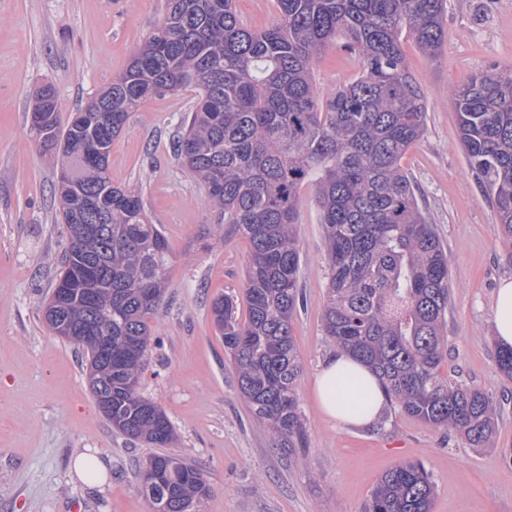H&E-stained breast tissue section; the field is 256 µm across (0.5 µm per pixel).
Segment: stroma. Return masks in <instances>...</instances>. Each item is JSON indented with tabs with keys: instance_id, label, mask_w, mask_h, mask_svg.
I'll return each mask as SVG.
<instances>
[{
	"instance_id": "1",
	"label": "stroma",
	"mask_w": 512,
	"mask_h": 512,
	"mask_svg": "<svg viewBox=\"0 0 512 512\" xmlns=\"http://www.w3.org/2000/svg\"><path fill=\"white\" fill-rule=\"evenodd\" d=\"M166 0H0V512H150L136 477L155 446L112 429L99 412L78 350L46 325L43 309L65 241L54 185L60 167L30 131L38 87L52 85L69 118L109 85L161 24ZM447 37L433 57L403 47L428 101L427 131L402 165L418 190L451 268L448 356L441 374L479 386L500 406L497 430L480 448L386 408L372 426H336L320 412L312 378L331 353L321 326L328 268L320 211L301 190L297 234L304 304L293 319L303 364L306 461L276 446L242 401L210 315L213 298L242 296L247 241L216 216L169 140L195 100L188 88L147 100L115 138L109 173L138 190L172 250L166 294L148 324L153 348L140 391L176 431L171 453L210 485L199 512H363L380 476L408 460L432 472V512H512V379L495 367L491 301L512 258L459 143L448 91L488 66L512 67V0H447ZM330 96L359 71L337 48L316 62ZM215 225L200 239L201 225ZM93 453L109 475L85 484L75 458Z\"/></svg>"
}]
</instances>
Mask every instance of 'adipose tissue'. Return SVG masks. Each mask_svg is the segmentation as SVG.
Here are the masks:
<instances>
[{"label":"adipose tissue","instance_id":"obj_1","mask_svg":"<svg viewBox=\"0 0 512 512\" xmlns=\"http://www.w3.org/2000/svg\"><path fill=\"white\" fill-rule=\"evenodd\" d=\"M315 400L330 421L340 426H368L385 407L376 376L362 362L339 351L326 358L313 377Z\"/></svg>","mask_w":512,"mask_h":512}]
</instances>
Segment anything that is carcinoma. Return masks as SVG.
Wrapping results in <instances>:
<instances>
[{
    "label": "carcinoma",
    "instance_id": "cac0c4a2",
    "mask_svg": "<svg viewBox=\"0 0 512 512\" xmlns=\"http://www.w3.org/2000/svg\"><path fill=\"white\" fill-rule=\"evenodd\" d=\"M276 3V22L252 29L233 0H166L162 24L124 71L65 124L54 88L37 89L31 132L61 152L67 175L55 198L69 233L44 318L88 358V379L110 383L112 413L104 417L113 428L159 448L173 441L164 410L139 392L152 342L147 319L162 299L172 251L140 194L112 185L108 161L112 141L144 102L192 88L196 101L171 149L218 219L249 245L246 313L238 298L220 295L211 316L252 416L289 456L305 447L292 322L304 302L296 224L300 188L309 183L326 242L324 336L374 370L399 412L483 445L498 408L487 391L441 377L448 255L401 166L424 136L428 112L402 40L438 54L447 0ZM337 42L360 74L325 99L314 65ZM450 101L468 164L511 245L512 68L469 76ZM81 195L109 202L86 211L77 206ZM495 365L512 379V348L498 350ZM148 467L151 512H194L209 493L204 473L180 455H152L138 477ZM435 491L423 463L405 460L381 476L366 512H431Z\"/></svg>",
    "mask_w": 512,
    "mask_h": 512
}]
</instances>
